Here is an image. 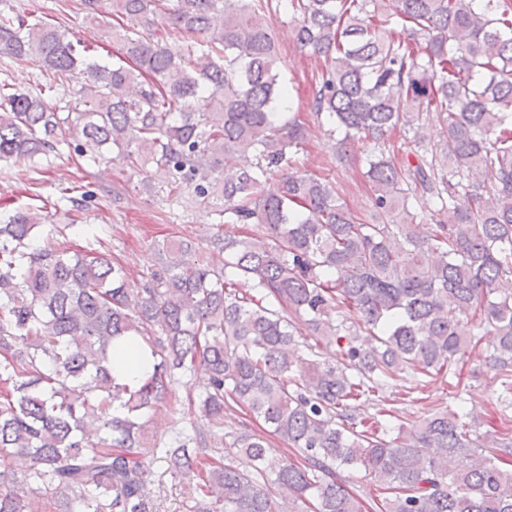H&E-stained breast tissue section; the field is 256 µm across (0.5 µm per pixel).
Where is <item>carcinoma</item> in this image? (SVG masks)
Listing matches in <instances>:
<instances>
[{"instance_id": "obj_1", "label": "carcinoma", "mask_w": 512, "mask_h": 512, "mask_svg": "<svg viewBox=\"0 0 512 512\" xmlns=\"http://www.w3.org/2000/svg\"><path fill=\"white\" fill-rule=\"evenodd\" d=\"M275 1L112 0L138 28L121 55L90 62V47L0 0V58L37 54L48 72L37 93L0 83V162L57 155L73 127L173 191L221 200L222 223L244 230L210 239L222 267L177 239L134 284L105 250L37 244L39 214L0 216V512L43 499L52 512H148L146 416L198 363L209 380L189 404L208 424L244 408L300 460L241 434L242 462L226 464L196 426L170 443L174 468L201 472L190 512H362L344 471L382 485L380 512H512L511 433L480 443L449 409L368 426L355 405L425 388L476 349L471 318L494 336L502 412L512 406V0H287L297 41L324 60L306 117L279 79ZM173 35L187 37L177 51ZM74 81L81 109L62 117ZM313 124L343 134L338 161L346 142H372L376 223L295 168ZM421 192L437 201L430 224L411 203ZM340 309L357 320L336 321ZM296 318L340 345L339 365L290 349ZM124 336L154 360L134 386L112 375ZM17 454L30 461L20 475Z\"/></svg>"}]
</instances>
